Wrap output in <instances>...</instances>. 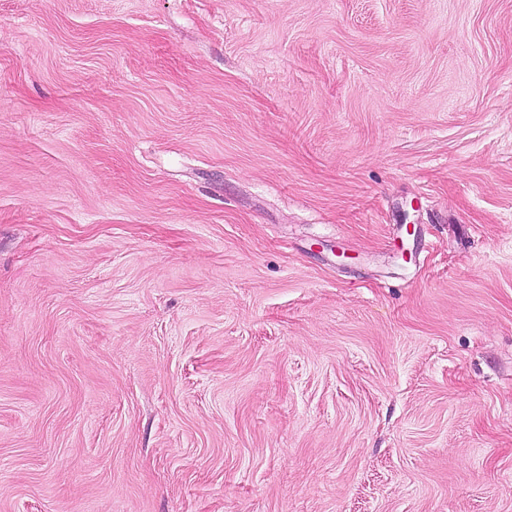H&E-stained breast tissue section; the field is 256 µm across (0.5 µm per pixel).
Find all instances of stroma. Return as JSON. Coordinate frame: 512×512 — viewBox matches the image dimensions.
<instances>
[{"instance_id":"stroma-1","label":"stroma","mask_w":512,"mask_h":512,"mask_svg":"<svg viewBox=\"0 0 512 512\" xmlns=\"http://www.w3.org/2000/svg\"><path fill=\"white\" fill-rule=\"evenodd\" d=\"M0 512H512V0H0Z\"/></svg>"}]
</instances>
